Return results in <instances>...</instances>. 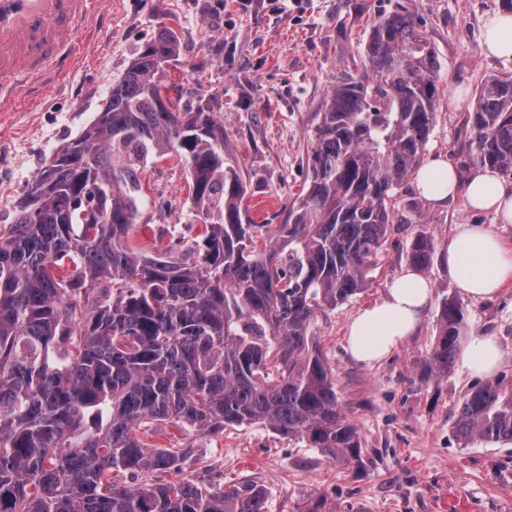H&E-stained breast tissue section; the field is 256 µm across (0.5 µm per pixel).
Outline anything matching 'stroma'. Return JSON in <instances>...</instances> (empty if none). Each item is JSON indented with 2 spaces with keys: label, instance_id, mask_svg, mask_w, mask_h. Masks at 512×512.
Instances as JSON below:
<instances>
[{
  "label": "stroma",
  "instance_id": "stroma-1",
  "mask_svg": "<svg viewBox=\"0 0 512 512\" xmlns=\"http://www.w3.org/2000/svg\"><path fill=\"white\" fill-rule=\"evenodd\" d=\"M398 0H94L89 29L71 59L0 104V225L14 223L28 183L61 145L96 118L141 45L171 26L181 34L180 62L168 84L195 89L224 126V150L244 175L250 220L281 223L307 182L316 113L341 68L360 59L370 25ZM427 21L440 62L437 112L426 154H440L468 176L464 118L484 79L512 73V57L481 50L485 19L498 0H410ZM464 91L459 108L448 105ZM178 157L148 163L141 174L133 247L154 250L172 238L195 237L200 226ZM403 215L377 258L365 290L317 315L312 332L336 374L344 413L358 428L359 463L340 465L306 443L261 423L216 435L186 434L161 422L147 441L160 448L188 444L194 455L182 475L207 484L254 481L267 493V512H512V445H463L453 423L465 397L483 385L462 365L431 381L424 373L437 334L440 304L462 299L468 335L494 337L505 356L496 372L512 384V283L493 299H465L438 258L457 225L475 224L512 244V224L472 209L464 196L437 208L420 201L412 183L397 192ZM428 236L436 253L422 275L433 300L421 328L374 366L352 361L346 329L365 305L379 301L387 281L409 269L407 250Z\"/></svg>",
  "mask_w": 512,
  "mask_h": 512
}]
</instances>
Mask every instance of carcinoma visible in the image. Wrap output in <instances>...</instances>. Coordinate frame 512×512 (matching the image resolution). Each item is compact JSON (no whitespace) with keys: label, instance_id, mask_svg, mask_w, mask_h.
I'll return each instance as SVG.
<instances>
[{"label":"carcinoma","instance_id":"obj_1","mask_svg":"<svg viewBox=\"0 0 512 512\" xmlns=\"http://www.w3.org/2000/svg\"><path fill=\"white\" fill-rule=\"evenodd\" d=\"M180 52L169 27L146 43L0 231V512H265L255 482L114 481L184 469L190 448L141 436L154 421L201 434L263 423L362 460L311 325L364 291L402 223L391 200L423 160L440 78L425 20L404 4L375 19L362 68L340 70L319 113L307 189L270 230L245 223L215 112L163 97L161 61ZM465 122L473 164L511 176V73L483 82ZM171 153L202 230L142 253L129 243L139 174ZM432 253L419 235L408 260L423 269ZM466 335L462 303L444 300L428 378L448 375ZM453 428L465 444H512V385L469 393Z\"/></svg>","mask_w":512,"mask_h":512}]
</instances>
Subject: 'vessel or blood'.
<instances>
[{
	"mask_svg": "<svg viewBox=\"0 0 512 512\" xmlns=\"http://www.w3.org/2000/svg\"><path fill=\"white\" fill-rule=\"evenodd\" d=\"M92 0H0V101L54 70L88 26Z\"/></svg>",
	"mask_w": 512,
	"mask_h": 512,
	"instance_id": "obj_1",
	"label": "vessel or blood"
}]
</instances>
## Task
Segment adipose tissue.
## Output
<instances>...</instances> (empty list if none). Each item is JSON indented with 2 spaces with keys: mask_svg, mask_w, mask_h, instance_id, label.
<instances>
[{
  "mask_svg": "<svg viewBox=\"0 0 512 512\" xmlns=\"http://www.w3.org/2000/svg\"><path fill=\"white\" fill-rule=\"evenodd\" d=\"M415 186L436 205L465 193L474 208L494 212L502 223H512V185L501 181L495 171L476 169L463 181L447 160L435 156L418 171ZM444 261L468 298L493 297L512 280V246L476 226L457 227L448 241ZM432 295L431 282L413 270L392 280L382 300L361 308L350 320L346 335L349 355L368 366L389 356L416 336ZM502 358L503 351L493 337L471 336L462 348L460 361L468 373L489 376Z\"/></svg>",
  "mask_w": 512,
  "mask_h": 512,
  "instance_id": "1",
  "label": "adipose tissue"
}]
</instances>
